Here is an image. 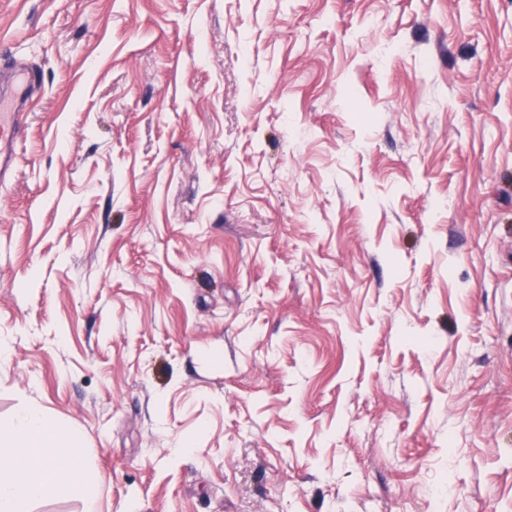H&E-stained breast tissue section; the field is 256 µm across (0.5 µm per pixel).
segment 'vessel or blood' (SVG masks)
I'll return each instance as SVG.
<instances>
[{"label":"vessel or blood","instance_id":"b4317fda","mask_svg":"<svg viewBox=\"0 0 512 512\" xmlns=\"http://www.w3.org/2000/svg\"><path fill=\"white\" fill-rule=\"evenodd\" d=\"M35 76L27 68L14 69L0 93V183L8 181L20 159L23 110L30 101Z\"/></svg>","mask_w":512,"mask_h":512}]
</instances>
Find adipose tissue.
Segmentation results:
<instances>
[{"label":"adipose tissue","instance_id":"1","mask_svg":"<svg viewBox=\"0 0 512 512\" xmlns=\"http://www.w3.org/2000/svg\"><path fill=\"white\" fill-rule=\"evenodd\" d=\"M9 430L15 444L0 448V512H28L32 500L68 485L87 507H94L98 477L85 473L84 452L76 437L59 435L52 421L36 408L17 415ZM21 441L33 442L38 448L39 462L29 471L17 448Z\"/></svg>","mask_w":512,"mask_h":512}]
</instances>
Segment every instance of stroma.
<instances>
[{"mask_svg": "<svg viewBox=\"0 0 512 512\" xmlns=\"http://www.w3.org/2000/svg\"><path fill=\"white\" fill-rule=\"evenodd\" d=\"M0 428L96 512H512V0H0ZM36 83L32 71L19 67L6 82L7 91L0 95V183L8 181L16 172L20 159L23 134V109ZM9 430L12 439L36 444L39 463L22 472L21 448L2 446L0 430V512H28L32 500L47 497L64 486L85 500L86 512H94L97 475L87 473L80 482H72L76 474L85 471L83 448L76 437L59 435L52 421L36 408L17 415Z\"/></svg>", "mask_w": 512, "mask_h": 512, "instance_id": "stroma-1", "label": "stroma"}]
</instances>
